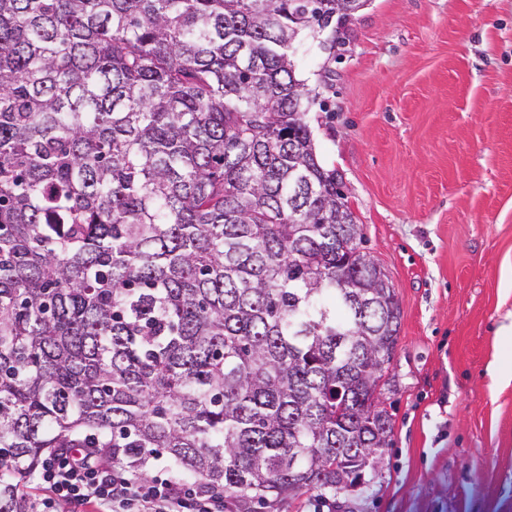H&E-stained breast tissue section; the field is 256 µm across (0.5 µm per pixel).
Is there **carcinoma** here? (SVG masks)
<instances>
[{
    "label": "carcinoma",
    "mask_w": 512,
    "mask_h": 512,
    "mask_svg": "<svg viewBox=\"0 0 512 512\" xmlns=\"http://www.w3.org/2000/svg\"><path fill=\"white\" fill-rule=\"evenodd\" d=\"M367 0H0V512L57 448L271 508L352 487L400 307L306 42Z\"/></svg>",
    "instance_id": "obj_1"
}]
</instances>
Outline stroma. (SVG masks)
Segmentation results:
<instances>
[{
	"label": "stroma",
	"instance_id": "obj_1",
	"mask_svg": "<svg viewBox=\"0 0 512 512\" xmlns=\"http://www.w3.org/2000/svg\"><path fill=\"white\" fill-rule=\"evenodd\" d=\"M309 122L399 301L392 444L327 512H512V0H368Z\"/></svg>",
	"mask_w": 512,
	"mask_h": 512
}]
</instances>
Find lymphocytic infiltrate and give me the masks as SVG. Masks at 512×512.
Masks as SVG:
<instances>
[{
    "instance_id": "obj_1",
    "label": "lymphocytic infiltrate",
    "mask_w": 512,
    "mask_h": 512,
    "mask_svg": "<svg viewBox=\"0 0 512 512\" xmlns=\"http://www.w3.org/2000/svg\"><path fill=\"white\" fill-rule=\"evenodd\" d=\"M34 512H233V502L172 475L146 482L97 448H60L38 473Z\"/></svg>"
}]
</instances>
